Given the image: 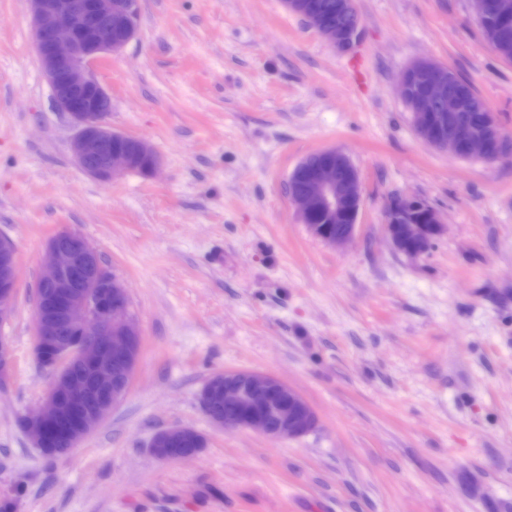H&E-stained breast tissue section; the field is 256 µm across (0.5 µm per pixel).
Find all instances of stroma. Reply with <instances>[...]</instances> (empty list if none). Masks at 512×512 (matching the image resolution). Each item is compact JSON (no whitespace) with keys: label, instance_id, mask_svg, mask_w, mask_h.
<instances>
[{"label":"stroma","instance_id":"obj_1","mask_svg":"<svg viewBox=\"0 0 512 512\" xmlns=\"http://www.w3.org/2000/svg\"><path fill=\"white\" fill-rule=\"evenodd\" d=\"M364 33L333 49L283 0H139L135 38L93 73L105 122L156 151V174H85L52 99L27 0H0V238L18 258L0 387L7 512H512V158L425 145L397 91L428 57L473 84L512 136V61L470 0H356ZM343 149L363 178L353 243L314 238L288 194L295 165ZM447 229L422 256L383 232L393 194ZM81 233L125 285L142 347L130 387L50 459L18 419L51 373L34 355L46 243ZM273 375L318 425L273 441L227 431L199 393L224 370ZM205 438L163 462L160 430Z\"/></svg>","mask_w":512,"mask_h":512}]
</instances>
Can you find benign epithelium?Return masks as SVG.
I'll return each instance as SVG.
<instances>
[{
    "label": "benign epithelium",
    "instance_id": "obj_1",
    "mask_svg": "<svg viewBox=\"0 0 512 512\" xmlns=\"http://www.w3.org/2000/svg\"><path fill=\"white\" fill-rule=\"evenodd\" d=\"M34 44L56 108L66 113L78 132L72 142L74 158L87 175L112 181L134 169L142 157L158 165L149 141L112 131L105 122L112 99L95 79L93 66L121 51L136 34L135 0H28ZM289 12L306 19L331 47L347 51L360 39L362 22L355 0H336V22L310 14L305 0H284ZM481 17L512 20V0H473ZM455 74L428 59L412 63L399 76L398 89L419 138L458 158L495 162L512 138L489 110L475 117L451 91ZM132 140L136 149L112 147ZM326 159L299 170L301 189L290 194L299 223L331 247H344L355 238L362 203V179L348 155L324 150ZM424 209L428 223L416 224L412 213ZM317 215L347 224L336 237L326 236ZM442 229L436 208L416 196L399 195L385 208V233L394 247L409 257L426 253ZM47 259L35 312L36 359L56 369L38 408L26 415L23 430L37 448L50 446L63 435L78 446L127 393L142 344L141 328L130 311L124 284L101 262L98 249L81 234L62 231L47 242ZM14 246L0 239V324L12 312L16 289ZM82 364L74 372L70 364ZM12 348L0 336V375H9ZM224 386V417L213 425L227 431L250 429L272 440L299 438L317 423L309 403L280 379L264 373L226 370L209 378ZM278 427L270 426V419ZM193 433L171 427L152 437L149 448H165L162 461H179L192 454L175 447Z\"/></svg>",
    "mask_w": 512,
    "mask_h": 512
}]
</instances>
